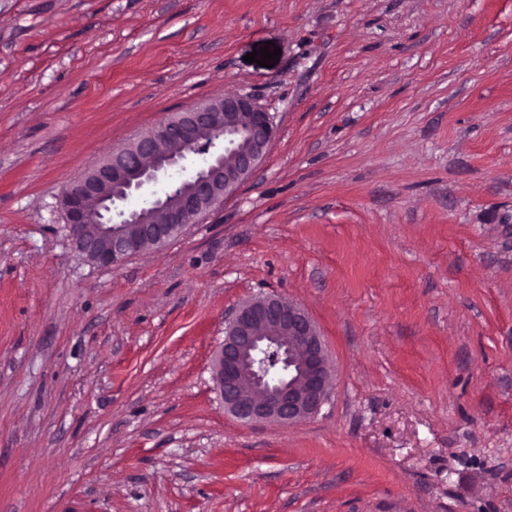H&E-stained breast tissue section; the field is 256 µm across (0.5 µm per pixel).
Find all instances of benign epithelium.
<instances>
[{"label": "benign epithelium", "instance_id": "benign-epithelium-1", "mask_svg": "<svg viewBox=\"0 0 512 512\" xmlns=\"http://www.w3.org/2000/svg\"><path fill=\"white\" fill-rule=\"evenodd\" d=\"M275 135L273 117L253 97L202 100L155 125L61 193L60 206L76 250L114 267L182 234L260 167ZM208 163L148 209L122 204L188 154ZM332 364L313 319L276 296L254 298L227 317L213 362L224 409L245 424L291 425L316 415L329 396Z\"/></svg>", "mask_w": 512, "mask_h": 512}]
</instances>
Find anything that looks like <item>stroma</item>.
I'll list each match as a JSON object with an SVG mask.
<instances>
[{"label": "stroma", "instance_id": "obj_1", "mask_svg": "<svg viewBox=\"0 0 512 512\" xmlns=\"http://www.w3.org/2000/svg\"><path fill=\"white\" fill-rule=\"evenodd\" d=\"M236 94L256 173L89 263L62 189ZM265 295L334 366L288 426L212 379ZM0 512H512V0H0Z\"/></svg>", "mask_w": 512, "mask_h": 512}]
</instances>
